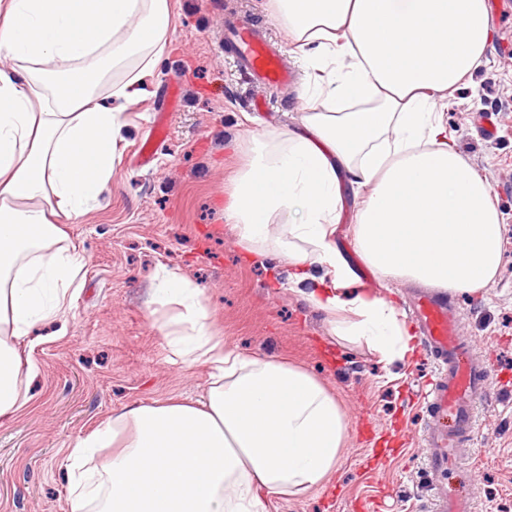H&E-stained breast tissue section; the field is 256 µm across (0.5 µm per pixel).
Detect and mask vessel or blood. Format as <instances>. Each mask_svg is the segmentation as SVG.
<instances>
[{
	"label": "vessel or blood",
	"mask_w": 512,
	"mask_h": 512,
	"mask_svg": "<svg viewBox=\"0 0 512 512\" xmlns=\"http://www.w3.org/2000/svg\"><path fill=\"white\" fill-rule=\"evenodd\" d=\"M236 61L254 83L276 87L294 78L280 52L252 28L240 25L228 32ZM408 310L418 321L423 343L438 364L435 380L426 394L430 427L421 453L430 471L450 474L463 438L477 431L476 410L486 393L488 368L473 363L459 336L453 305L436 293L413 296Z\"/></svg>",
	"instance_id": "obj_1"
}]
</instances>
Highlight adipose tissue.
I'll return each mask as SVG.
<instances>
[{
	"instance_id": "ef3b65f1",
	"label": "adipose tissue",
	"mask_w": 512,
	"mask_h": 512,
	"mask_svg": "<svg viewBox=\"0 0 512 512\" xmlns=\"http://www.w3.org/2000/svg\"><path fill=\"white\" fill-rule=\"evenodd\" d=\"M315 72L321 111L283 144L254 139L226 211L248 247L294 213L286 249L296 282L335 334L385 362L415 352L392 301L369 292L334 243L342 191L367 189L358 249L382 278L473 293L498 273L502 218L465 161L438 102L480 67L486 0H270ZM167 0H0V417L27 404L18 344L42 320L67 324L84 263L61 225L112 182L127 104L163 55ZM125 71L108 97L98 88ZM172 356L210 368L194 402L141 405L77 440L66 457L69 512H269L335 472L347 428L335 397L288 363L228 349L199 289L162 268Z\"/></svg>"
}]
</instances>
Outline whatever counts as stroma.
<instances>
[{
  "mask_svg": "<svg viewBox=\"0 0 512 512\" xmlns=\"http://www.w3.org/2000/svg\"><path fill=\"white\" fill-rule=\"evenodd\" d=\"M173 26L147 92L123 113L111 191L67 223L84 263L66 335L43 324L22 345L38 365L30 400L0 418V512H68L65 459L75 440L106 418L167 399L193 401L208 388L203 365L171 362L164 340L169 307L155 271L180 268L202 292L215 332L247 356L284 360L314 375L336 398L347 425L340 464L310 492L272 502L270 512H431L445 480L420 453L428 421L424 393L436 362L417 351L389 364L362 342L334 336L307 299L315 280L295 283L280 251L251 254L225 215L233 180L253 138L296 129L320 107L314 84L268 0H169ZM262 27L297 78L257 88L224 44V19ZM484 64L454 98L439 102L464 158L491 186L503 215L502 268L494 284L449 293L460 330L489 367L490 390L474 440L460 449L456 477L475 512H512V17L492 19ZM492 112L495 137L476 128ZM150 145L140 165L135 153Z\"/></svg>",
  "mask_w": 512,
  "mask_h": 512,
  "instance_id": "1",
  "label": "stroma"
}]
</instances>
